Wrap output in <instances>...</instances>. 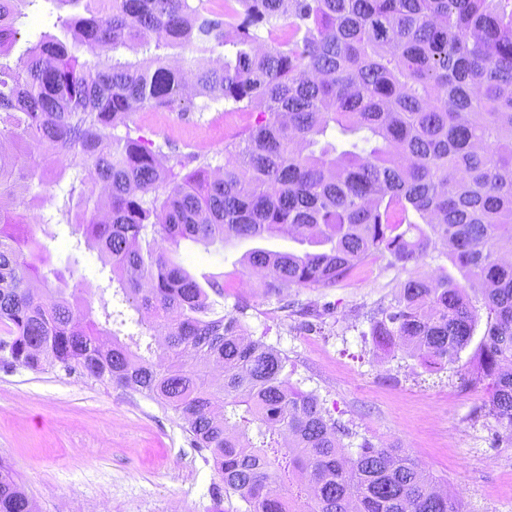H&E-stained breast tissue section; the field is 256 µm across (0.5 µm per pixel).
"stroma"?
Here are the masks:
<instances>
[{"label": "stroma", "instance_id": "obj_1", "mask_svg": "<svg viewBox=\"0 0 512 512\" xmlns=\"http://www.w3.org/2000/svg\"><path fill=\"white\" fill-rule=\"evenodd\" d=\"M143 134L178 156L187 169L224 163L237 131L223 105L207 112H139ZM45 244L69 288L102 318L103 279L96 251L76 249L66 223L50 224ZM291 234L228 238L212 245L188 241L170 255L191 274L224 276L219 314L237 305L253 337L288 357L290 380L316 393L357 438L402 448L434 483L457 497L464 512H512V445L495 444L494 423L474 417L488 392L466 388L450 370L424 366L405 353L374 347L370 327L409 277L456 275L446 248L419 265L373 256L329 287H290L283 296L252 278L243 257L251 249H295ZM205 449L194 447L170 409L129 388L59 369L35 372L0 364V459L38 512H164L183 500L187 512H207L214 478Z\"/></svg>", "mask_w": 512, "mask_h": 512}]
</instances>
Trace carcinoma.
<instances>
[{
	"instance_id": "obj_1",
	"label": "carcinoma",
	"mask_w": 512,
	"mask_h": 512,
	"mask_svg": "<svg viewBox=\"0 0 512 512\" xmlns=\"http://www.w3.org/2000/svg\"><path fill=\"white\" fill-rule=\"evenodd\" d=\"M36 8L44 33L11 60ZM288 24L282 25L280 21ZM143 49L135 62L118 48ZM178 48L187 66L164 53ZM222 57L212 64L213 55ZM194 74L199 105L185 93ZM255 117L210 164L183 174L140 134L139 111ZM357 139L339 144L336 134ZM0 363L59 368L130 388L170 408L214 480L207 512L234 495L245 512H464L400 448L357 447L317 395L293 385L288 357L243 343L208 288L166 245L254 239L283 224L318 251H249L269 293L328 287L373 255L407 264L436 242L484 285L487 329L467 386L498 442L512 444V0H0ZM70 178L60 212L109 270L116 305L91 318L65 296L27 211ZM478 310L466 286L411 277L370 335L423 364L453 368ZM0 512H37L0 461Z\"/></svg>"
}]
</instances>
